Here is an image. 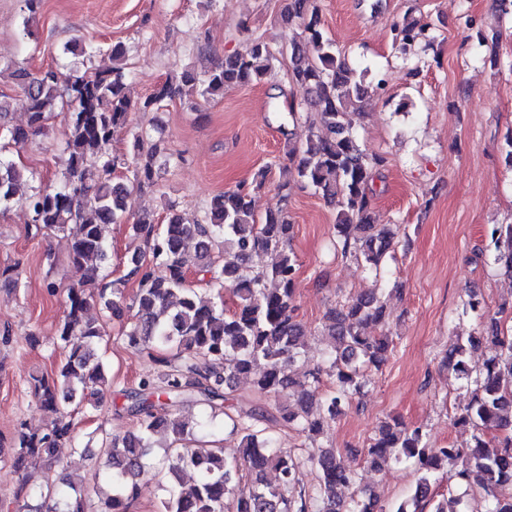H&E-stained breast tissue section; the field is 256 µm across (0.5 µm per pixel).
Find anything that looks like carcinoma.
I'll return each mask as SVG.
<instances>
[{
    "mask_svg": "<svg viewBox=\"0 0 512 512\" xmlns=\"http://www.w3.org/2000/svg\"><path fill=\"white\" fill-rule=\"evenodd\" d=\"M282 20L301 28L298 40L288 46L287 79L309 112L305 149L301 156H291L295 174L336 209V250L362 259L376 276L398 245L399 225L377 224L373 217V184L384 160L367 154L354 133L358 103L367 91L363 75L326 36L317 0H287ZM430 40L427 23L406 19L393 26L398 50ZM277 54L258 37L245 51L225 55L202 77L185 71L179 81L164 82L143 107L187 95L208 100L228 88L262 82L271 76ZM110 55L107 71L74 70L66 77L53 67L33 76L17 72L28 123L25 129L9 130V142L26 143L44 133L52 119L63 120L67 128L62 185L31 187L25 205L36 233L66 238L77 277L67 288L57 329L63 358L51 372L32 377L34 396L52 415L50 425L32 431L21 421L11 437L16 470L35 459L46 462L43 485L15 493L18 512H128L140 481L148 476L159 478L163 490L158 512H225L229 499L233 512H379L370 497L348 503L339 497L338 489L357 487V473L336 450L322 449L316 441L360 402L369 384L367 371L381 369L393 353L386 303L379 289L367 288L330 309L324 328L333 346L324 366L302 374L291 369L306 348L295 317L299 263L288 213L278 209L259 217L252 209L251 192L265 184L267 170H259L250 184L214 198L192 225L173 210L162 225L146 215L137 217L128 228L145 240L146 250L131 255L123 276L100 285L109 258L103 226L126 221L125 190L112 183V172L126 161L111 154L110 145L131 107L124 46L112 45ZM135 141L139 149L131 161L133 178L139 186H151L161 142L144 149V135H136ZM25 177L23 168L0 153V206L12 201ZM489 250L499 269L512 277V224L491 228ZM190 251L201 259L199 273L218 300L199 296L187 284L183 256ZM261 253L274 255V260L256 272L251 262ZM129 283L136 292L128 304ZM226 293L235 298L231 311L224 308ZM96 306L117 319L127 309L135 311L117 335L130 348L158 353L154 372L126 393L125 410L136 418V430L120 441L103 438L97 455L81 446L69 410L112 385L98 349L105 326L87 317ZM369 325L379 333L367 334ZM484 344L496 354L476 365L471 353ZM444 363L472 387L469 402L454 414L458 424L471 429L472 443L431 448L421 427L388 417L368 443L366 462L411 460L417 467L414 494L393 512H423L431 499V479L444 469L455 480V501L469 496L476 471L482 475V512H512V329L491 317L479 335L456 339ZM239 375L252 377L258 394L280 399L278 418L312 448L309 461L317 473L313 492L296 487L300 458L265 434L256 411L233 414L223 405L226 390ZM324 376L331 380L325 391ZM187 408L198 409V418L186 416ZM222 425L240 436L241 460L226 461L223 449L209 440ZM160 431L168 434L169 443L156 460L151 437ZM64 445L92 470L98 508L79 483L53 469L54 450ZM188 469L197 472L189 485L182 480ZM270 470L278 474L275 483L268 479Z\"/></svg>",
    "mask_w": 512,
    "mask_h": 512,
    "instance_id": "carcinoma-1",
    "label": "carcinoma"
}]
</instances>
